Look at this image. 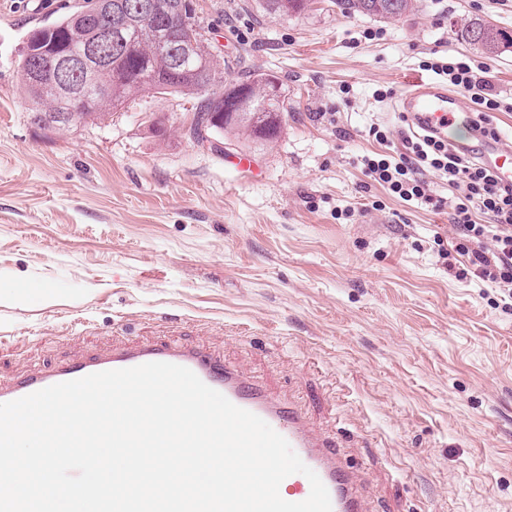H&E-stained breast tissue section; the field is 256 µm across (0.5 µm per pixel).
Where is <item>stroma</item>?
Segmentation results:
<instances>
[{
	"instance_id": "35a3bbf8",
	"label": "stroma",
	"mask_w": 512,
	"mask_h": 512,
	"mask_svg": "<svg viewBox=\"0 0 512 512\" xmlns=\"http://www.w3.org/2000/svg\"><path fill=\"white\" fill-rule=\"evenodd\" d=\"M74 2L0 0V385L115 346H196L334 436L371 512H512V310L449 271L447 212L357 165L407 88L436 82L430 52L479 57L461 21L512 35V0H417L391 22L336 0L292 16L193 0L225 84L270 73L287 104L278 139L217 150L189 137L180 95L140 93L98 126L32 122L23 37Z\"/></svg>"
}]
</instances>
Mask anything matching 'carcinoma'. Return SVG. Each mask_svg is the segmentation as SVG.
Instances as JSON below:
<instances>
[{
	"mask_svg": "<svg viewBox=\"0 0 512 512\" xmlns=\"http://www.w3.org/2000/svg\"><path fill=\"white\" fill-rule=\"evenodd\" d=\"M171 0H112V15H101L87 26L70 12L52 21L38 23L28 34L19 54L18 67L22 87L35 111L45 115L67 112L74 103L57 94L48 78L49 57L60 52H78L87 42L91 29L110 34L101 43V51L112 56V66L95 70L94 100L91 110L80 112L81 123L100 124L112 116V110L129 98L147 90L159 94L193 96L198 99L189 136L199 138L211 129L244 135L254 142H270L281 131L286 111L280 89L273 85L276 76L260 74L228 87L217 76L214 56L204 35L196 27L191 0H181V13L174 15ZM348 15L361 14L394 20L412 11V0H336ZM268 10L277 15L301 14L309 9V0H267ZM166 28L175 39L195 43L196 63L185 69L177 57L158 40ZM462 39L482 53L498 55L505 33L481 18H471L459 29ZM40 71L39 80L30 81L32 67ZM247 90L249 111L231 118L225 112L227 100L238 90Z\"/></svg>",
	"mask_w": 512,
	"mask_h": 512,
	"instance_id": "1",
	"label": "carcinoma"
}]
</instances>
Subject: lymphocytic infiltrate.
<instances>
[{
	"label": "lymphocytic infiltrate",
	"instance_id": "lymphocytic-infiltrate-1",
	"mask_svg": "<svg viewBox=\"0 0 512 512\" xmlns=\"http://www.w3.org/2000/svg\"><path fill=\"white\" fill-rule=\"evenodd\" d=\"M423 67L467 90L474 105L472 130L497 137L492 118L505 104L491 89L487 63L464 55L433 57ZM370 132L382 149L361 157L358 165L363 175L401 201L447 210L455 232L450 249L463 260L456 277L475 276L501 301H512V186L498 181L477 150H461L416 124L404 123L402 148L394 153L385 150L392 141L390 127L375 125ZM434 175L447 179L454 190L451 197L434 198L430 182ZM480 214L485 217L481 223L476 220Z\"/></svg>",
	"mask_w": 512,
	"mask_h": 512
}]
</instances>
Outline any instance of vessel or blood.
<instances>
[{"instance_id": "obj_1", "label": "vessel or blood", "mask_w": 512, "mask_h": 512, "mask_svg": "<svg viewBox=\"0 0 512 512\" xmlns=\"http://www.w3.org/2000/svg\"><path fill=\"white\" fill-rule=\"evenodd\" d=\"M397 110L408 120L442 138L446 137L450 125L465 116L463 105L447 88L424 82L413 83L404 92ZM481 157L502 184L512 185V143L502 139L486 140ZM150 362L172 363L192 370L234 405L268 423L319 476L329 492L332 512H366V504L356 490L355 478L338 458L335 443L312 432L297 406L272 400L262 383L247 371L225 364L202 348H174L162 343L135 348L117 346L107 354L40 370L8 386H0V403L92 373ZM279 492L287 501L300 502L309 496L310 483L305 476L293 474L282 481Z\"/></svg>"}]
</instances>
